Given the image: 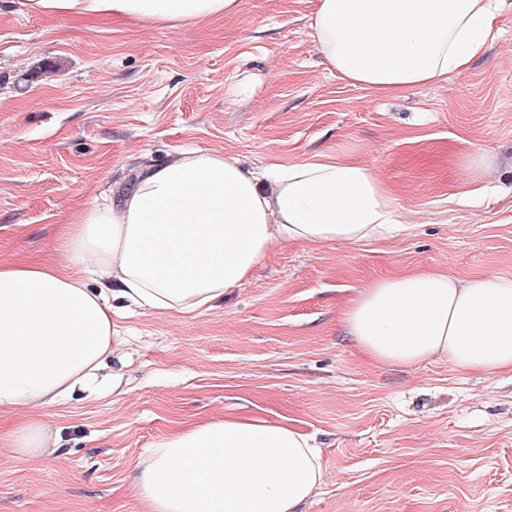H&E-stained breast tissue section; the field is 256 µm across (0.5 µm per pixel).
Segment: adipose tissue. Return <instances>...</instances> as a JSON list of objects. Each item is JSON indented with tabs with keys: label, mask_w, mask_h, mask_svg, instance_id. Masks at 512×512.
<instances>
[{
	"label": "adipose tissue",
	"mask_w": 512,
	"mask_h": 512,
	"mask_svg": "<svg viewBox=\"0 0 512 512\" xmlns=\"http://www.w3.org/2000/svg\"><path fill=\"white\" fill-rule=\"evenodd\" d=\"M491 0H319L313 37L330 69L391 95L466 73L493 37ZM42 15L147 25L201 23L241 0H25ZM400 223L391 187L367 164L313 154L245 169L222 152L175 151L138 171L120 198L76 212L63 264L0 261V412H22L0 447L32 460L65 446L37 408L74 393L114 392V315L203 312L242 283L277 242L355 244ZM95 275L98 288L87 285ZM344 324L363 352L410 366L447 358L460 370L512 369V278L461 280L417 269L375 280ZM323 480L306 434L263 416L179 428L148 449L141 512H297Z\"/></svg>",
	"instance_id": "adipose-tissue-1"
}]
</instances>
